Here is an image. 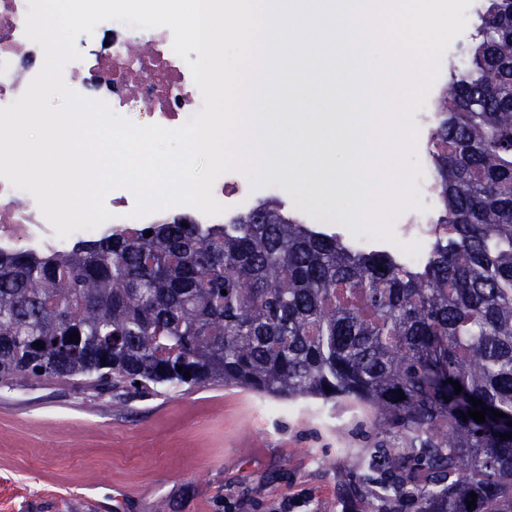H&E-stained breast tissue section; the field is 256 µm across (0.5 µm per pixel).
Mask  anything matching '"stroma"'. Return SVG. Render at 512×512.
Instances as JSON below:
<instances>
[{
	"label": "stroma",
	"instance_id": "1",
	"mask_svg": "<svg viewBox=\"0 0 512 512\" xmlns=\"http://www.w3.org/2000/svg\"><path fill=\"white\" fill-rule=\"evenodd\" d=\"M360 408L288 404L221 384L97 394L69 380L0 385V512H379L350 455Z\"/></svg>",
	"mask_w": 512,
	"mask_h": 512
}]
</instances>
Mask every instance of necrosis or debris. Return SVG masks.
<instances>
[{"label":"necrosis or debris","instance_id":"1","mask_svg":"<svg viewBox=\"0 0 512 512\" xmlns=\"http://www.w3.org/2000/svg\"><path fill=\"white\" fill-rule=\"evenodd\" d=\"M28 0H0V107L17 99L43 65L39 45L25 34ZM104 42L88 47L78 39L81 59L63 69L65 83L74 90L88 87L112 111L125 112L133 123L167 128L183 125L202 109V96L188 66L197 53L181 58L172 50V33L165 27L133 28L106 21L98 25ZM104 204L110 224L79 230L61 239L42 216L34 197L0 178V250L17 248L35 253L63 251L83 240H92L110 227L161 224L182 217L194 224L224 223L225 215L212 217L187 205H176L143 218L132 212L136 199L126 188L111 190Z\"/></svg>","mask_w":512,"mask_h":512}]
</instances>
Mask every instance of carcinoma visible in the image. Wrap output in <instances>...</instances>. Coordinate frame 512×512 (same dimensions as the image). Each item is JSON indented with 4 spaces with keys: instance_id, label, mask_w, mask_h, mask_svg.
Masks as SVG:
<instances>
[{
    "instance_id": "obj_1",
    "label": "carcinoma",
    "mask_w": 512,
    "mask_h": 512,
    "mask_svg": "<svg viewBox=\"0 0 512 512\" xmlns=\"http://www.w3.org/2000/svg\"><path fill=\"white\" fill-rule=\"evenodd\" d=\"M477 20L436 107L429 155L448 232L423 265L353 251L273 200L230 224L0 251V384L224 383L350 404L381 438L346 473L385 476L388 507L405 496L415 512H512V0H487ZM472 397L505 416L474 422Z\"/></svg>"
}]
</instances>
